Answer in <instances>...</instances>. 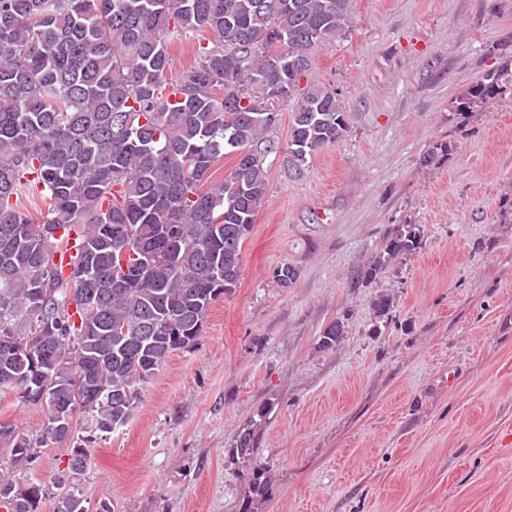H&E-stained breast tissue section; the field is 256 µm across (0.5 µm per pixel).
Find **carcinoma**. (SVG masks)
<instances>
[{
  "mask_svg": "<svg viewBox=\"0 0 512 512\" xmlns=\"http://www.w3.org/2000/svg\"><path fill=\"white\" fill-rule=\"evenodd\" d=\"M351 0H0V391L46 408L42 440L71 442L54 408L124 426L140 386L202 335L238 283L242 245L268 189L265 158L290 171L348 126L336 91L310 79L319 43L348 23ZM213 32L174 82L167 37ZM306 85H301V81ZM512 95V58L453 101L461 116ZM299 96L286 147L270 137L279 106ZM453 141L423 163L451 158ZM235 155L222 179L213 167ZM34 203L29 209L24 201ZM400 224L357 275L376 278L417 248ZM344 325L331 323V349ZM15 464L36 446L0 423ZM47 492L0 470V509L42 512ZM53 512H84L78 489Z\"/></svg>",
  "mask_w": 512,
  "mask_h": 512,
  "instance_id": "carcinoma-1",
  "label": "carcinoma"
}]
</instances>
